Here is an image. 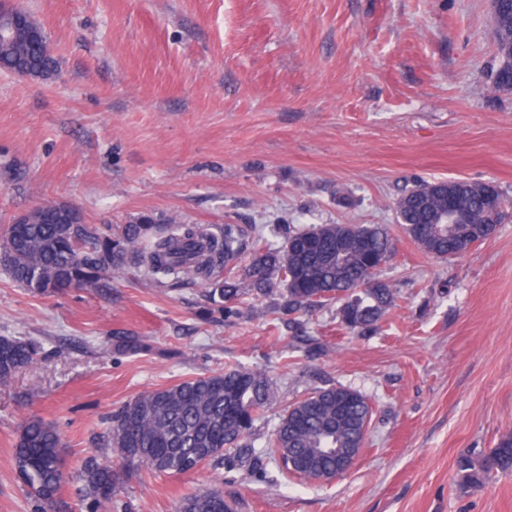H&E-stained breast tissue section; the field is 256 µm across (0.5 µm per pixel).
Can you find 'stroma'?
I'll return each mask as SVG.
<instances>
[{"label": "stroma", "instance_id": "stroma-1", "mask_svg": "<svg viewBox=\"0 0 512 512\" xmlns=\"http://www.w3.org/2000/svg\"><path fill=\"white\" fill-rule=\"evenodd\" d=\"M57 61L48 78L0 73V231L65 201L90 224H385L419 180L494 184L512 199V92L490 84L489 0H18ZM377 277L401 300L391 329L357 336L335 307L267 332L270 301L225 320L199 282L38 296L0 270V336L38 353L0 387V512H30L13 469L22 422L62 434L68 471L103 445L135 396L229 366L266 368L288 405L339 385L366 395L365 451L329 485L116 464L108 512H175L222 488L235 512H512V472L460 487L457 461L512 432V218L458 258L400 238ZM134 336L144 351L120 348Z\"/></svg>", "mask_w": 512, "mask_h": 512}]
</instances>
